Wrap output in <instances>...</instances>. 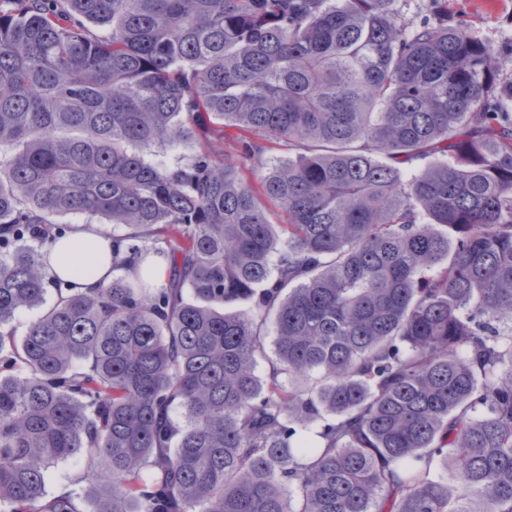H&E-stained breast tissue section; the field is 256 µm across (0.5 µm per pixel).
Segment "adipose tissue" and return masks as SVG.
<instances>
[{
  "instance_id": "obj_1",
  "label": "adipose tissue",
  "mask_w": 512,
  "mask_h": 512,
  "mask_svg": "<svg viewBox=\"0 0 512 512\" xmlns=\"http://www.w3.org/2000/svg\"><path fill=\"white\" fill-rule=\"evenodd\" d=\"M50 266L60 278L90 289L112 278V242L77 232L56 241L49 249Z\"/></svg>"
}]
</instances>
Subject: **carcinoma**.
<instances>
[{
    "mask_svg": "<svg viewBox=\"0 0 512 512\" xmlns=\"http://www.w3.org/2000/svg\"><path fill=\"white\" fill-rule=\"evenodd\" d=\"M395 2L0 0V512H512V73ZM50 266L60 278L82 288H99L112 279V239L77 232L57 240L50 248ZM90 486L89 478L86 476L84 462L80 457L70 458L67 461L59 462L49 470V477L46 483V491L52 496L62 489H74L80 493L85 500L86 508H90L87 499V491Z\"/></svg>",
    "mask_w": 512,
    "mask_h": 512,
    "instance_id": "obj_1",
    "label": "carcinoma"
}]
</instances>
